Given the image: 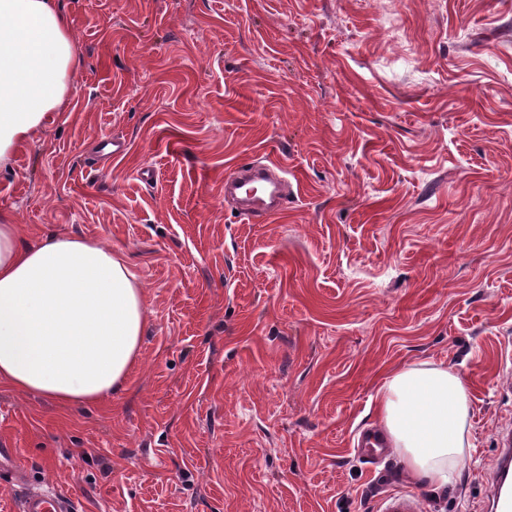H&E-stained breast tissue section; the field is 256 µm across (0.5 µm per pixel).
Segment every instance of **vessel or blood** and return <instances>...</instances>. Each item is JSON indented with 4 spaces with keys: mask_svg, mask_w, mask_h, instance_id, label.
Masks as SVG:
<instances>
[{
    "mask_svg": "<svg viewBox=\"0 0 512 512\" xmlns=\"http://www.w3.org/2000/svg\"><path fill=\"white\" fill-rule=\"evenodd\" d=\"M276 163L257 161L238 165L224 177V198L235 204L241 215L264 221L288 207L286 179ZM360 457L378 462L389 453L375 429L361 428L355 434ZM496 453L488 474L482 512H512V423L501 425L495 433ZM19 512H79L76 503L46 486L25 494ZM379 512H423L420 497L411 491L384 493Z\"/></svg>",
    "mask_w": 512,
    "mask_h": 512,
    "instance_id": "obj_1",
    "label": "vessel or blood"
}]
</instances>
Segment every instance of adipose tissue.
Wrapping results in <instances>:
<instances>
[{"label": "adipose tissue", "instance_id": "1", "mask_svg": "<svg viewBox=\"0 0 512 512\" xmlns=\"http://www.w3.org/2000/svg\"><path fill=\"white\" fill-rule=\"evenodd\" d=\"M82 54L58 0H0V167L59 111ZM146 293L106 242L24 243L0 215V386L65 406L124 391L140 357ZM379 413L406 473L456 483L469 447L466 378L444 363L386 372Z\"/></svg>", "mask_w": 512, "mask_h": 512}]
</instances>
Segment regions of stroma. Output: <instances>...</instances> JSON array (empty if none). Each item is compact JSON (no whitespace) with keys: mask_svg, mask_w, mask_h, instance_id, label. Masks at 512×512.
Returning a JSON list of instances; mask_svg holds the SVG:
<instances>
[{"mask_svg":"<svg viewBox=\"0 0 512 512\" xmlns=\"http://www.w3.org/2000/svg\"><path fill=\"white\" fill-rule=\"evenodd\" d=\"M61 5L83 64L0 213L109 244L149 314L121 395L0 387V512L47 482L87 512H378L387 489L481 512L512 422V0ZM256 159L292 185L263 223L224 201ZM423 361L470 385L450 490L351 443L384 371Z\"/></svg>","mask_w":512,"mask_h":512,"instance_id":"stroma-1","label":"stroma"}]
</instances>
